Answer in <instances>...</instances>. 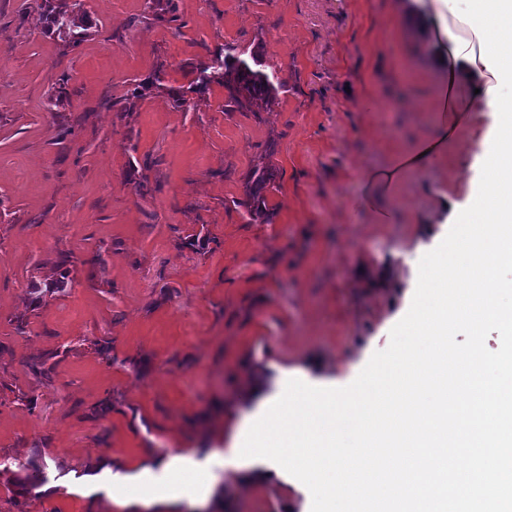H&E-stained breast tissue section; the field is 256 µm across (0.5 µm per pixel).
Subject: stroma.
Wrapping results in <instances>:
<instances>
[{
  "mask_svg": "<svg viewBox=\"0 0 512 512\" xmlns=\"http://www.w3.org/2000/svg\"><path fill=\"white\" fill-rule=\"evenodd\" d=\"M409 1L85 0L95 27L69 46L36 0H0V512H125L105 469L205 460L281 372L355 377L388 346L448 232L434 201L465 197L489 122L471 113L441 157L366 181L445 121ZM259 42L271 110L189 93L225 47ZM268 162L256 219L243 182ZM35 448L52 492L24 506L11 469ZM237 481L218 470L203 504L151 512H311L303 484Z\"/></svg>",
  "mask_w": 512,
  "mask_h": 512,
  "instance_id": "stroma-1",
  "label": "stroma"
}]
</instances>
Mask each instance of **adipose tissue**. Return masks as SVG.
<instances>
[{"label": "adipose tissue", "mask_w": 512, "mask_h": 512, "mask_svg": "<svg viewBox=\"0 0 512 512\" xmlns=\"http://www.w3.org/2000/svg\"><path fill=\"white\" fill-rule=\"evenodd\" d=\"M449 10L445 0H440L437 10L440 19L438 31L448 42L447 48L439 49L436 55L437 63L447 73L440 95L443 100L453 101L457 98L459 88L464 87L472 92L471 105L488 107L489 88L496 83L494 75L480 58V42L470 25L462 21L453 27L448 25ZM454 134V129L439 128L433 137L418 142L409 152L401 155L389 170V177L421 168L427 160L443 152Z\"/></svg>", "instance_id": "obj_1"}]
</instances>
